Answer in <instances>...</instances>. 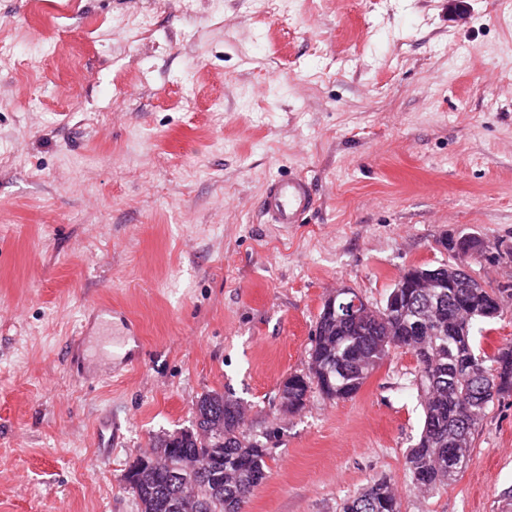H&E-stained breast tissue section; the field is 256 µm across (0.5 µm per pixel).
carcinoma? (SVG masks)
Returning a JSON list of instances; mask_svg holds the SVG:
<instances>
[{"instance_id": "carcinoma-1", "label": "carcinoma", "mask_w": 512, "mask_h": 512, "mask_svg": "<svg viewBox=\"0 0 512 512\" xmlns=\"http://www.w3.org/2000/svg\"><path fill=\"white\" fill-rule=\"evenodd\" d=\"M453 257L451 264L437 267L453 287L433 289V296L418 293L402 300L405 315L390 318L388 305L360 312L344 319L321 310L309 353L305 374H293L282 386L288 388V402L301 410L311 389L330 400L354 396L372 372L389 356L391 347L407 348L416 357L417 387L423 407V426L405 465L415 488L429 493L449 484L468 465L473 436L491 403L512 396V345L486 350L476 344L474 327L501 319L512 308V288H488L476 298L464 287L470 279ZM441 305L442 318L418 333L416 320H425L427 307ZM208 419L224 424L221 440L200 433L171 439L158 438L155 448L166 451L177 464L199 455L219 459L218 471L209 475L195 472L183 482L195 488L183 512H243L254 490L268 474V449L251 441L242 431L240 404L218 391H210L197 401ZM140 512H170L166 507L172 494L169 470L161 463L146 481L131 488ZM339 512H400L392 484L378 479L346 498Z\"/></svg>"}]
</instances>
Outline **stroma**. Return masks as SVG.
<instances>
[{
  "mask_svg": "<svg viewBox=\"0 0 512 512\" xmlns=\"http://www.w3.org/2000/svg\"><path fill=\"white\" fill-rule=\"evenodd\" d=\"M0 40V512H138L129 465L212 390L269 451L244 512H338L381 477L401 512H503L512 396L425 495L411 352L352 398L279 403L331 291L377 308L444 239L512 246L502 0H76L62 30L0 0ZM289 173L319 205L265 223ZM75 357L124 374L84 383Z\"/></svg>",
  "mask_w": 512,
  "mask_h": 512,
  "instance_id": "35a3bbf8",
  "label": "stroma"
}]
</instances>
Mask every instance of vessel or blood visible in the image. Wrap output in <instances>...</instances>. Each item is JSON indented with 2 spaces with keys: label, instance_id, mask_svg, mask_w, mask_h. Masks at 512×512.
Masks as SVG:
<instances>
[{
  "label": "vessel or blood",
  "instance_id": "1",
  "mask_svg": "<svg viewBox=\"0 0 512 512\" xmlns=\"http://www.w3.org/2000/svg\"><path fill=\"white\" fill-rule=\"evenodd\" d=\"M316 190L306 177L291 175L269 183L261 198L268 223L287 227L302 223L316 206Z\"/></svg>",
  "mask_w": 512,
  "mask_h": 512
}]
</instances>
